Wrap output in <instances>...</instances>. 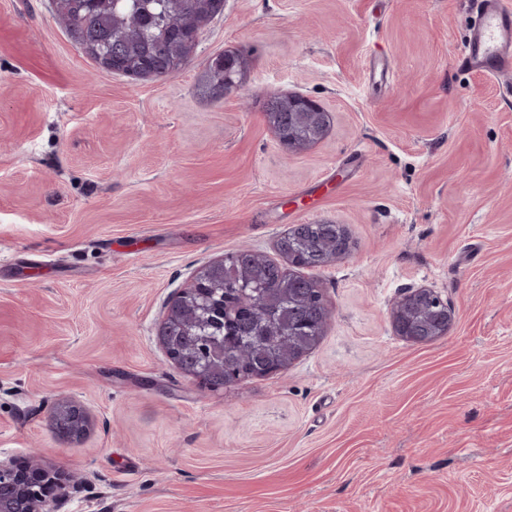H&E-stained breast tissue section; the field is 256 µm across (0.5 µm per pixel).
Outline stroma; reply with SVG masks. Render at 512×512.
Listing matches in <instances>:
<instances>
[{
    "mask_svg": "<svg viewBox=\"0 0 512 512\" xmlns=\"http://www.w3.org/2000/svg\"><path fill=\"white\" fill-rule=\"evenodd\" d=\"M470 0H224L174 76L99 70L50 0H0V457L89 480L68 512H512V78L460 70ZM245 49L241 90L201 95ZM330 114L291 153L268 95ZM343 225L309 269L331 311L286 371L210 392L156 334L198 268L277 258ZM447 297L412 344L391 307ZM90 416L59 439L54 403ZM421 297H430L443 309L439 312V317L435 323L434 336H446L454 324V312L448 306V300L443 299L441 294L434 288L418 287L408 288L403 294V300H417ZM400 299V300H401ZM399 300V301H400ZM398 301V302H399ZM398 302L392 309V324L397 335L401 336L405 341L411 343H423L426 341L424 334L420 331L408 332L406 324L408 320L405 316V309L398 308Z\"/></svg>",
    "mask_w": 512,
    "mask_h": 512,
    "instance_id": "35a3bbf8",
    "label": "stroma"
}]
</instances>
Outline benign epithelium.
<instances>
[{
	"instance_id": "benign-epithelium-1",
	"label": "benign epithelium",
	"mask_w": 512,
	"mask_h": 512,
	"mask_svg": "<svg viewBox=\"0 0 512 512\" xmlns=\"http://www.w3.org/2000/svg\"><path fill=\"white\" fill-rule=\"evenodd\" d=\"M288 107L296 111L324 112L322 106L315 100L298 95L288 96ZM222 257L201 268L190 278L185 287L177 289L171 296L164 319L158 330V342L165 351L168 361L184 375L197 384L211 391L238 385L247 377L239 374L227 375L224 367H216L210 360L201 359L195 363L186 359V354L172 346L169 342L170 327L183 319V314L194 301L199 289L217 272H224ZM430 297L442 306L435 323L434 335L445 336L454 324V312L448 306V300L433 288H409L403 294L404 300H416ZM408 320L405 310L393 307L392 324L397 335L411 343L426 341L424 334L419 331L408 332ZM52 419L58 436L66 441L81 438L89 427V416L79 403L63 400L56 403L52 409ZM38 480L28 478L18 469L12 460L0 458V512H63L73 492L77 491L80 483L75 476L63 469L39 468Z\"/></svg>"
}]
</instances>
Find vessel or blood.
I'll return each mask as SVG.
<instances>
[{"label":"vessel or blood","instance_id":"b4317fda","mask_svg":"<svg viewBox=\"0 0 512 512\" xmlns=\"http://www.w3.org/2000/svg\"><path fill=\"white\" fill-rule=\"evenodd\" d=\"M476 19L456 62L490 76L512 73V0H475Z\"/></svg>","mask_w":512,"mask_h":512}]
</instances>
